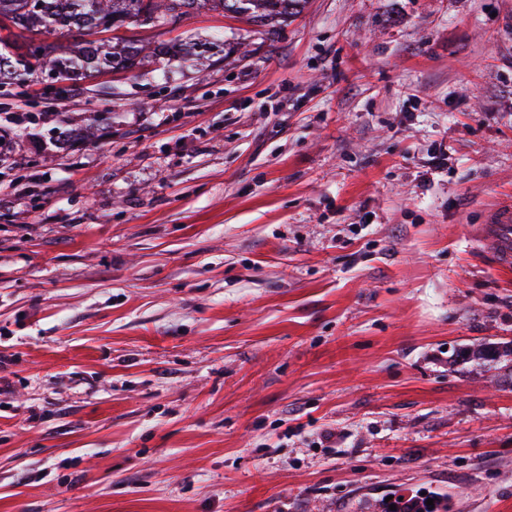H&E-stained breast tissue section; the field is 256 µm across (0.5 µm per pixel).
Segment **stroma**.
Segmentation results:
<instances>
[{
	"label": "stroma",
	"mask_w": 512,
	"mask_h": 512,
	"mask_svg": "<svg viewBox=\"0 0 512 512\" xmlns=\"http://www.w3.org/2000/svg\"><path fill=\"white\" fill-rule=\"evenodd\" d=\"M166 37L0 87V512H512V0ZM481 230L484 239L491 243L499 263L512 264V207L492 212Z\"/></svg>",
	"instance_id": "obj_1"
}]
</instances>
